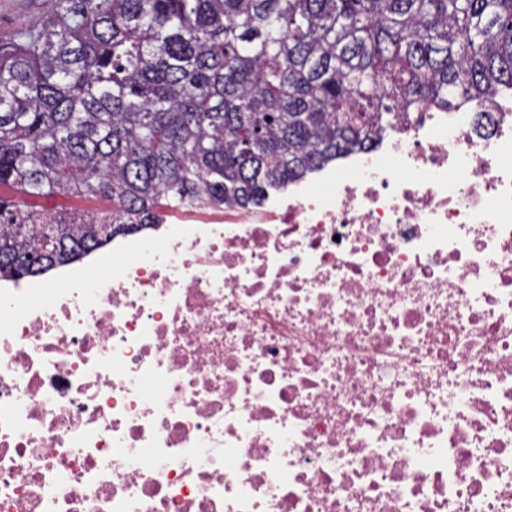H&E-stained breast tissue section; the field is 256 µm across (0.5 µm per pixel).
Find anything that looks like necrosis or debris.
Instances as JSON below:
<instances>
[{"label":"necrosis or debris","instance_id":"4bbe7bcc","mask_svg":"<svg viewBox=\"0 0 512 512\" xmlns=\"http://www.w3.org/2000/svg\"><path fill=\"white\" fill-rule=\"evenodd\" d=\"M0 512H512V89L0 279Z\"/></svg>","mask_w":512,"mask_h":512}]
</instances>
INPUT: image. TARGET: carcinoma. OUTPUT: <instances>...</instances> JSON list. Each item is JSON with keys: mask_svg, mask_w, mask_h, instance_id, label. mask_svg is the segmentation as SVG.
<instances>
[{"mask_svg": "<svg viewBox=\"0 0 512 512\" xmlns=\"http://www.w3.org/2000/svg\"><path fill=\"white\" fill-rule=\"evenodd\" d=\"M512 86V0H70L0 49V278L112 236L24 195L261 205L403 112Z\"/></svg>", "mask_w": 512, "mask_h": 512, "instance_id": "carcinoma-1", "label": "carcinoma"}]
</instances>
